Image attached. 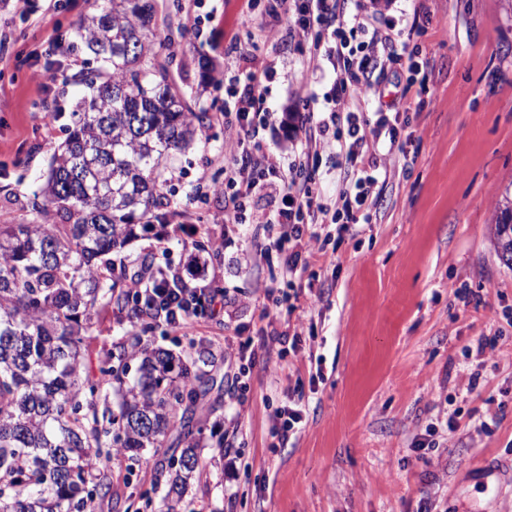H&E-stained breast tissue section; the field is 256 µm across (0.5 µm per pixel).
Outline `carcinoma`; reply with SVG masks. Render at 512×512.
<instances>
[{
  "label": "carcinoma",
  "mask_w": 512,
  "mask_h": 512,
  "mask_svg": "<svg viewBox=\"0 0 512 512\" xmlns=\"http://www.w3.org/2000/svg\"><path fill=\"white\" fill-rule=\"evenodd\" d=\"M78 23L76 36L101 62L84 83L78 120L53 155L41 194L26 203V224L0 221V512H96L110 492L99 468L104 439L134 456L179 430L183 448L168 461L166 495L179 498L200 466L204 424L198 405L216 385L215 358L203 345L187 360L119 343L101 367L122 401L113 431L83 376L86 333L104 303L127 311L142 331L159 320L152 288H183L181 280L147 284L132 294L112 262L137 225L164 222L160 191L164 159L205 128L169 80L154 46L173 34L152 24L151 0H104ZM512 211L496 222V245L512 265ZM120 365H112V357ZM138 358L139 376L125 384L121 361Z\"/></svg>",
  "instance_id": "1"
}]
</instances>
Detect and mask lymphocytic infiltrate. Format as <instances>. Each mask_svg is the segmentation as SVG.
I'll list each match as a JSON object with an SVG mask.
<instances>
[{
	"label": "lymphocytic infiltrate",
	"mask_w": 512,
	"mask_h": 512,
	"mask_svg": "<svg viewBox=\"0 0 512 512\" xmlns=\"http://www.w3.org/2000/svg\"><path fill=\"white\" fill-rule=\"evenodd\" d=\"M260 4L276 17L293 16L286 29L289 40L312 39L310 64L325 59L336 70L323 107L307 104L296 113V127L305 136L302 156L294 161L264 146L262 132L271 120L264 106L266 71L248 72L243 81L224 89V221L262 225L260 252L277 255L278 272L262 287L271 303L262 317L272 322L288 318L295 299L306 298L312 306L322 302V289L296 281L311 263L330 265L335 260L321 239L320 226L332 224L343 233L372 222L390 166L404 152L408 114L425 107L426 85L420 74L428 59L414 41L422 27L404 12L392 16L372 11L363 0H247L246 7ZM393 78L403 80L406 101L364 112L366 94ZM326 153L336 155L346 168L330 204L315 187ZM263 188L274 193L275 208L249 214L252 197ZM157 296L165 321L177 330L191 327L199 309L216 315L233 304L232 298L209 294L202 286L188 295L162 288ZM305 413L299 398L276 407L269 415L270 438L285 446L299 433Z\"/></svg>",
	"instance_id": "lymphocytic-infiltrate-1"
}]
</instances>
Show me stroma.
I'll return each instance as SVG.
<instances>
[{
  "instance_id": "1",
  "label": "stroma",
  "mask_w": 512,
  "mask_h": 512,
  "mask_svg": "<svg viewBox=\"0 0 512 512\" xmlns=\"http://www.w3.org/2000/svg\"><path fill=\"white\" fill-rule=\"evenodd\" d=\"M94 0H0V215L28 221L24 202L44 186L50 158L66 138L87 88L80 75L97 61L75 38ZM154 21L176 35L170 79L211 122L187 149L163 162L168 227L139 232L115 264L134 273L141 262L166 257L186 270L197 242L235 237L211 252L198 283L230 290L240 302L229 317L202 316L194 331L159 325L150 347L177 355L190 342L208 345L222 374L204 414L203 468L177 512H512V267L493 246L497 203L512 190V19L504 0H403L419 11L420 40L431 60L427 106L413 116L405 149L410 164L394 162L372 223L344 233L334 265L316 268L324 300H298L293 319L303 325L301 357L321 363L274 372L257 354L247 387L227 373L225 355L237 330L260 327L263 299L255 293L270 266L250 235L224 227V81L252 61L273 76L265 106L273 118L264 139L270 152L294 156L302 138L293 114L302 96L323 97L336 79L329 61L308 70L309 43L271 39L252 45L273 17L247 12L242 0H153ZM196 26L201 36L186 37ZM237 37L249 57L226 52ZM55 72L43 90L41 66ZM482 298L467 305L455 291ZM500 330V356L480 369L469 389L465 347ZM126 313L106 308L90 333L86 373L99 380L102 343L135 334ZM302 387L305 426L288 445L272 449L270 409ZM503 406L493 434L478 432L489 402ZM459 411L446 447L421 453L412 442L431 418ZM176 431L161 447L137 458L103 445L111 499L96 512H167L165 487L155 480L179 453Z\"/></svg>"
}]
</instances>
